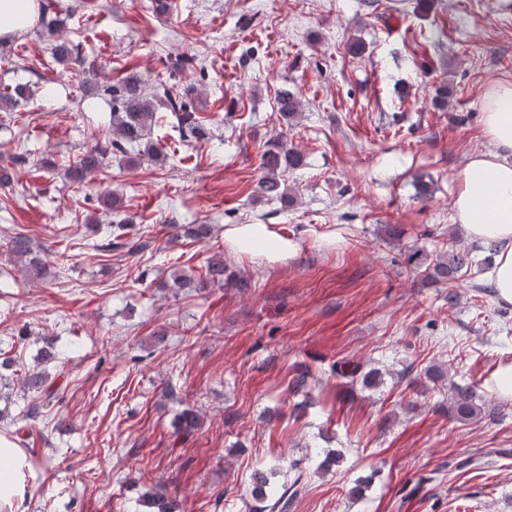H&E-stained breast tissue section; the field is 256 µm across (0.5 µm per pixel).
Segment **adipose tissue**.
I'll list each match as a JSON object with an SVG mask.
<instances>
[{"label": "adipose tissue", "instance_id": "1", "mask_svg": "<svg viewBox=\"0 0 512 512\" xmlns=\"http://www.w3.org/2000/svg\"><path fill=\"white\" fill-rule=\"evenodd\" d=\"M482 111L491 147L472 153L459 171L452 207L455 223L470 241L496 242L491 279L498 302L507 307L512 305V84L487 89ZM224 245L234 255L271 267L286 263L297 251L296 243L270 224L226 225ZM30 474L25 450L0 434V512H17Z\"/></svg>", "mask_w": 512, "mask_h": 512}]
</instances>
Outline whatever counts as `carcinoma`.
<instances>
[{
  "label": "carcinoma",
  "mask_w": 512,
  "mask_h": 512,
  "mask_svg": "<svg viewBox=\"0 0 512 512\" xmlns=\"http://www.w3.org/2000/svg\"><path fill=\"white\" fill-rule=\"evenodd\" d=\"M40 27L43 32L52 35L62 24L59 14L70 18L75 14L76 6H64L60 0H39ZM54 59L61 63L78 66L77 77L83 82L93 71V65L86 63L82 56V40H66L55 46ZM112 98V138L108 139L104 147L93 148L82 152L76 160L65 169V175L70 182L78 185L90 183L100 175L104 169L103 159L107 154L119 153L129 165L137 164L142 157L148 156L154 161H163L165 154L152 141L148 140L153 123L155 122V104L159 101L165 104L177 120L180 133L185 137L195 139L206 135L207 129L202 118L197 116L198 107L188 97H176L169 94L165 86L158 84L152 95H147L141 81L134 75H128L119 83L108 88ZM31 95L28 84H16L0 90V111H10L27 100ZM277 108L283 119L293 121L301 110L299 98L288 92L279 93ZM302 162L300 154L282 145H274L263 153L261 157L262 175L259 181L261 196L267 201H277L286 206L292 201L288 188L282 183L279 174L286 169H295ZM104 238L85 244V248L104 255L112 250L129 248L140 252L149 246V241L143 239V233L136 225L126 218L112 220L102 225ZM487 253V263H492L495 245H474L470 249H453L451 251L432 256L420 249L408 256V263L416 267H425L433 278L446 281L458 280L467 275L473 265L471 253L474 250ZM9 253L19 261L30 275L39 277L45 269L38 247L33 239L22 232H16L8 241ZM205 279L221 283L224 281V258L213 254L208 258L205 266ZM363 366L348 362L339 366V374L351 379L361 381L363 385L375 387L382 383V374L379 371L362 372ZM430 382L436 384L434 391L443 395L448 403V414L459 423H465L478 416L484 409L482 398L478 394V387L469 383L461 384L453 379L448 383L437 386L442 381V374L432 373L428 376ZM24 394L32 399L20 411L18 417L13 419L17 425L16 434L27 439L25 422L40 415L45 403L59 397L60 386L52 380L51 375L44 369H34L24 374L22 379ZM199 426L198 416L190 410H184L178 417V432L189 434ZM295 478L290 485L283 486L282 490L268 493L265 490L267 480L260 476L255 479L253 494L261 501L266 500V512H287L290 502L305 487L304 471L299 464H291ZM143 503L150 512H182L180 502L164 494L147 493L143 496Z\"/></svg>",
  "instance_id": "1"
}]
</instances>
